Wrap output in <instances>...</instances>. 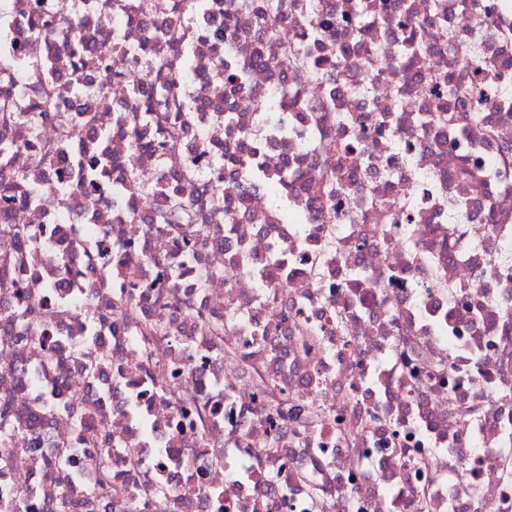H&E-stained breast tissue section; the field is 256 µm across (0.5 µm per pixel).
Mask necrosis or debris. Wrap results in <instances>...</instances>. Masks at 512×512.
<instances>
[{
    "mask_svg": "<svg viewBox=\"0 0 512 512\" xmlns=\"http://www.w3.org/2000/svg\"><path fill=\"white\" fill-rule=\"evenodd\" d=\"M198 3L0 0V512H512V0Z\"/></svg>",
    "mask_w": 512,
    "mask_h": 512,
    "instance_id": "1",
    "label": "necrosis or debris"
}]
</instances>
